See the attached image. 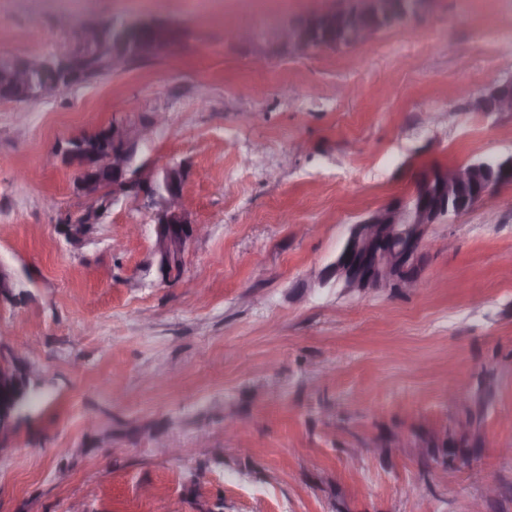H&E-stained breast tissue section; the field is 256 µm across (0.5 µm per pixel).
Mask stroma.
<instances>
[{
    "instance_id": "1",
    "label": "stroma",
    "mask_w": 512,
    "mask_h": 512,
    "mask_svg": "<svg viewBox=\"0 0 512 512\" xmlns=\"http://www.w3.org/2000/svg\"><path fill=\"white\" fill-rule=\"evenodd\" d=\"M247 2L141 0L184 32L167 55L0 101V267L19 294L0 344L33 345L41 393L0 455V512H470L489 484L488 512H512V185L433 226L420 287L306 284L421 171L512 150V113L473 106L512 79V0H434L303 56L226 28ZM60 12L0 0V57L64 52ZM142 112L166 113L145 153L187 166L202 226L170 277L144 205L60 232L90 205L58 148ZM483 371L485 444L450 485H425L437 462L368 453L462 418Z\"/></svg>"
}]
</instances>
